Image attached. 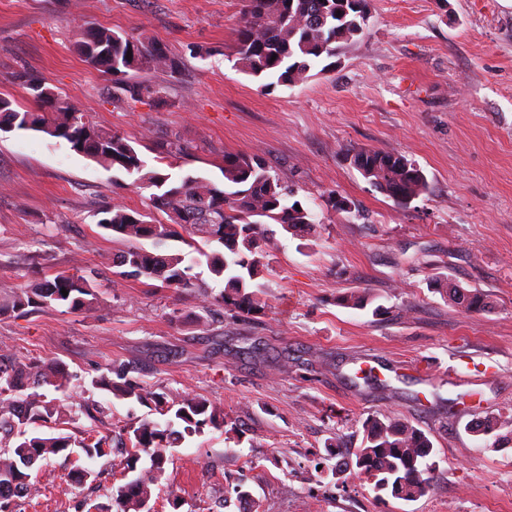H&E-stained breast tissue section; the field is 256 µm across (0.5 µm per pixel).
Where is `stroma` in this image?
<instances>
[{
    "instance_id": "stroma-1",
    "label": "stroma",
    "mask_w": 512,
    "mask_h": 512,
    "mask_svg": "<svg viewBox=\"0 0 512 512\" xmlns=\"http://www.w3.org/2000/svg\"><path fill=\"white\" fill-rule=\"evenodd\" d=\"M241 0H0V96L33 103L15 76L44 78L101 127L145 140L148 166L222 181L225 153L259 157L317 216L301 239L275 234L262 280L264 312L236 320L159 282L114 275L100 255L124 244L98 224L119 201L145 210L148 191L61 139L0 131V288L95 269L92 315L52 306L0 316V355L59 360L69 391L112 423L152 417L150 405L95 387L110 365H133L143 386L221 403L232 433L208 427L179 447L155 493L179 512H219L215 492L246 474L261 512H512V0H371L367 28L328 72L266 91L231 55ZM144 34L178 58L145 71L159 99H134L84 63L81 25ZM204 46L208 55L190 53ZM177 141L186 154L157 162ZM400 154L428 191L396 207L352 164L362 149ZM357 214L327 208L328 193ZM482 291L487 311L454 307L428 286L434 274ZM368 291L384 314L340 306ZM378 378L358 379L362 366ZM389 415L434 446V484L406 502L370 485L334 486L314 461L328 438L360 446L362 423ZM492 416L503 441L468 431ZM118 455L93 462L83 487L72 460L37 464L42 496L22 512H78L106 501Z\"/></svg>"
}]
</instances>
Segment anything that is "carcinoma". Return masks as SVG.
I'll return each mask as SVG.
<instances>
[{"instance_id": "obj_1", "label": "carcinoma", "mask_w": 512, "mask_h": 512, "mask_svg": "<svg viewBox=\"0 0 512 512\" xmlns=\"http://www.w3.org/2000/svg\"><path fill=\"white\" fill-rule=\"evenodd\" d=\"M370 15L369 0H242V18L235 32V65L254 77L268 79L265 90L293 86L309 77L313 65L338 55L364 33ZM76 50L85 62L112 76V82L132 97L158 98L162 88L133 82L131 73L141 70L173 72L178 61L157 44L108 28L83 33ZM132 59H127V52ZM20 84L36 104L19 112L13 101L0 97V131H34L65 140L73 151L101 166L133 177L132 185L151 190L149 208L167 217L155 220L148 212L114 202L100 211L101 228L117 235L126 248L112 259L117 275L155 280L161 287L197 292L204 307L217 305L235 319L259 314L267 308L261 298L268 270L266 246L270 225L286 234L303 237L315 231L316 216L293 199L294 193L269 173L258 157L224 154V182L187 174L174 180L168 173L148 167L135 142L116 130L96 125L90 115L61 98L44 79L27 74ZM357 171L399 208L428 189L422 169L406 157L376 149L353 156ZM187 234V245L199 253L160 250L167 240ZM153 243L154 250L142 246ZM216 244L207 252L204 246ZM205 264L223 281L217 294L199 279L194 268ZM448 301L470 313L488 307L477 289L446 284L431 277ZM96 273L61 272L51 280L13 288L0 295V316L26 314L52 304L73 313H90L98 304ZM68 291L63 295L61 290ZM339 304L365 310L373 302L366 293L343 294ZM131 368L117 365L95 380V385L119 399L149 400L159 419L138 425L117 426L118 443L125 452L120 460L123 482L112 485L109 500L91 505L87 512H144L152 504L154 488L166 471V449L200 434L205 426H227L224 407L191 393L147 390L135 382ZM70 383L67 365L59 360L16 361L0 356V512H21V490L30 498L39 492L30 470L37 461L70 451L79 460H93L112 453L113 439L92 427L74 438L65 432L72 415L63 401L49 400L38 392L51 387L64 392ZM55 432L41 434L40 427ZM342 437L328 439V459H336L332 475L347 488L344 474L355 473L376 496L385 494L414 501L425 495L434 479L429 459L434 446L429 437L410 423L386 416L363 422L361 446L348 457H339ZM150 464L141 466V454ZM247 476L225 482L224 504L251 499Z\"/></svg>"}]
</instances>
